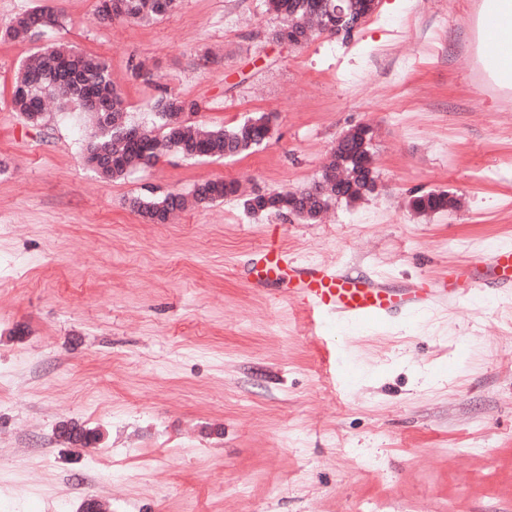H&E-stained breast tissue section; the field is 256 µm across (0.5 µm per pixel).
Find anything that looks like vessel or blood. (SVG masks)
Here are the masks:
<instances>
[{
    "label": "vessel or blood",
    "mask_w": 512,
    "mask_h": 512,
    "mask_svg": "<svg viewBox=\"0 0 512 512\" xmlns=\"http://www.w3.org/2000/svg\"><path fill=\"white\" fill-rule=\"evenodd\" d=\"M463 275L469 286L461 292L413 286L396 293L369 277L340 274L329 268L283 265L265 256L256 260L251 270L253 280L276 279L292 285L309 313L333 319L340 327H353L371 319L415 315L439 296L469 302L492 291H511L512 248L501 246L475 258L464 267Z\"/></svg>",
    "instance_id": "obj_1"
}]
</instances>
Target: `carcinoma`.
Instances as JSON below:
<instances>
[{
    "label": "carcinoma",
    "instance_id": "obj_1",
    "mask_svg": "<svg viewBox=\"0 0 512 512\" xmlns=\"http://www.w3.org/2000/svg\"><path fill=\"white\" fill-rule=\"evenodd\" d=\"M176 0H112V19L152 23L166 16ZM268 8L284 19L273 38L300 45L308 32L336 34V0H268ZM57 15L49 7H37L16 14L0 34L12 40L30 39L45 29L43 15ZM75 106L91 115L94 130L84 145L89 167L107 180H119L130 170L150 166L163 155L175 153L189 159H223L247 154L267 141L271 119L256 113L230 128L195 123L189 116L199 111L195 100L168 93L154 102L155 127H142L128 119L123 100L112 85L110 65L102 57L54 44L22 64L15 76L10 104L13 111L39 125L47 105ZM330 152L319 178L312 186L287 192L255 193L243 201L250 213L291 215L314 222L336 202L354 203L375 193V168L358 169L361 143L340 137ZM237 185L221 179L195 185L191 197L180 193L145 198L133 197L129 207L155 224H165L188 202L209 205L236 195ZM455 200L446 191H424L411 196L410 208L421 214L446 211Z\"/></svg>",
    "mask_w": 512,
    "mask_h": 512
}]
</instances>
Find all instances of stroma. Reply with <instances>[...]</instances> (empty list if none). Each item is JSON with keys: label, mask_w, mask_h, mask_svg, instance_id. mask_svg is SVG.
<instances>
[{"label": "stroma", "mask_w": 512, "mask_h": 512, "mask_svg": "<svg viewBox=\"0 0 512 512\" xmlns=\"http://www.w3.org/2000/svg\"><path fill=\"white\" fill-rule=\"evenodd\" d=\"M481 3L378 0L349 41L294 47L265 0H178L152 24L101 22L97 0H0V28L60 15L0 38V512H512V292L339 332L248 275L273 239L297 264L427 288L512 246V94L476 76ZM53 43L105 57L139 125L165 89L207 124L268 114L271 137L103 180L81 112L33 126L10 109L17 68ZM359 123L378 189L321 221L233 196L165 224L128 205L210 179L310 186ZM420 190L456 204L417 214ZM71 421L100 442L66 443ZM54 15L55 25L58 22V14L49 7H37L16 14L10 23L1 31V35L12 40L31 39L39 31L47 29L40 23L43 15Z\"/></svg>", "instance_id": "35a3bbf8"}]
</instances>
